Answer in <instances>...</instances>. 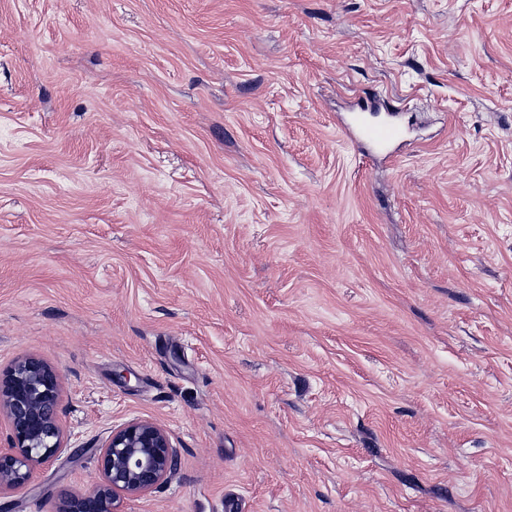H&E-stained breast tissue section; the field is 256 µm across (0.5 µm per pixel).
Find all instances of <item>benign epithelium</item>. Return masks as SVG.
I'll return each mask as SVG.
<instances>
[{
  "label": "benign epithelium",
  "instance_id": "1",
  "mask_svg": "<svg viewBox=\"0 0 512 512\" xmlns=\"http://www.w3.org/2000/svg\"><path fill=\"white\" fill-rule=\"evenodd\" d=\"M60 374L27 356L0 374V414L11 427L10 449L0 452V492L21 488L32 469L61 448ZM176 452L168 433L148 420L110 431L99 457V476L83 493L63 497L61 512H123V499L143 495L175 474Z\"/></svg>",
  "mask_w": 512,
  "mask_h": 512
}]
</instances>
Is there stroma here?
Wrapping results in <instances>:
<instances>
[{"mask_svg": "<svg viewBox=\"0 0 512 512\" xmlns=\"http://www.w3.org/2000/svg\"><path fill=\"white\" fill-rule=\"evenodd\" d=\"M377 94L411 133L344 132ZM65 444L0 512H512V0H0V372ZM350 135L359 144L370 149H378L403 140L405 129L397 121H390L382 125H369L360 122L354 130L350 131ZM176 452L168 433L148 420L110 431L99 457V476L83 493L65 494L61 512H124L123 499L143 495L175 474Z\"/></svg>", "mask_w": 512, "mask_h": 512, "instance_id": "obj_1", "label": "stroma"}]
</instances>
